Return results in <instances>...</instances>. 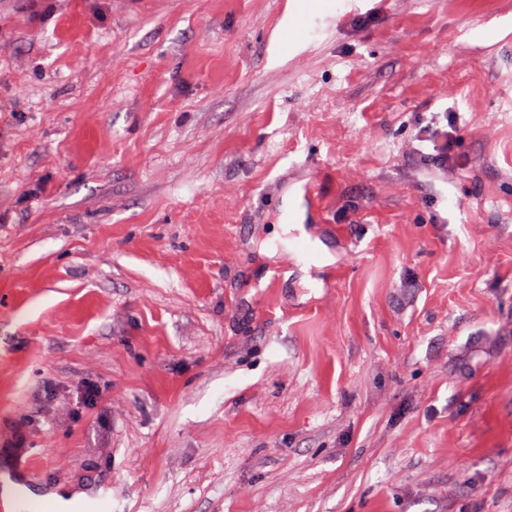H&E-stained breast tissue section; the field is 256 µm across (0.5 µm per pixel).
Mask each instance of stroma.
Instances as JSON below:
<instances>
[{
	"mask_svg": "<svg viewBox=\"0 0 512 512\" xmlns=\"http://www.w3.org/2000/svg\"><path fill=\"white\" fill-rule=\"evenodd\" d=\"M307 2L0 0V467L38 496L512 512V0L284 45ZM306 185L315 268L273 239ZM431 116L427 118L426 125L419 129V138H424V133L429 131H440L441 137L435 141L433 140L434 153L423 156V160L429 162L431 165L447 166L448 153L454 147L457 139V131L462 127L459 112H431ZM446 121L448 130H442L439 126L442 121Z\"/></svg>",
	"mask_w": 512,
	"mask_h": 512,
	"instance_id": "obj_1",
	"label": "stroma"
}]
</instances>
